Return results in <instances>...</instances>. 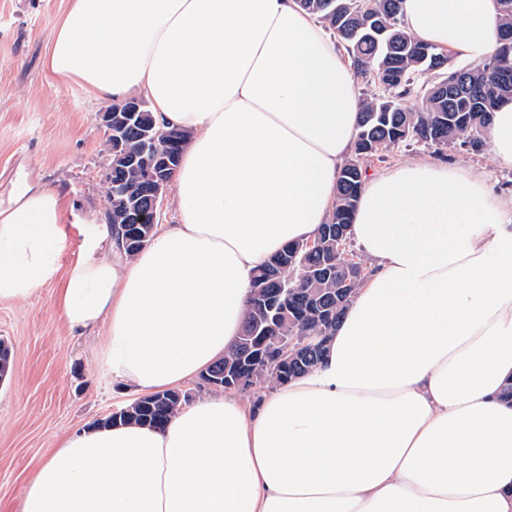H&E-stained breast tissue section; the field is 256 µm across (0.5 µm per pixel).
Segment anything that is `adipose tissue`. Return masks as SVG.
I'll return each mask as SVG.
<instances>
[{"label": "adipose tissue", "instance_id": "1", "mask_svg": "<svg viewBox=\"0 0 512 512\" xmlns=\"http://www.w3.org/2000/svg\"><path fill=\"white\" fill-rule=\"evenodd\" d=\"M405 31L479 61L497 0H401ZM44 66L90 99L146 94L188 132L180 221L127 256L19 178L0 196V300L55 282L73 336L106 328L100 362L148 394L231 349L252 276L313 239L352 151L361 100L334 40L295 0H68ZM351 233L369 274L311 372L208 395L161 429L69 434L21 512H512V203L439 159L366 177Z\"/></svg>", "mask_w": 512, "mask_h": 512}]
</instances>
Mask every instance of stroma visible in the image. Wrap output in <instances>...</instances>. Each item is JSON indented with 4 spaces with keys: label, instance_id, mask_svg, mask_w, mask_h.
I'll list each match as a JSON object with an SVG mask.
<instances>
[{
    "label": "stroma",
    "instance_id": "1",
    "mask_svg": "<svg viewBox=\"0 0 512 512\" xmlns=\"http://www.w3.org/2000/svg\"><path fill=\"white\" fill-rule=\"evenodd\" d=\"M66 0H0V195L19 174L33 172L59 188L68 202L62 267L79 255L78 225L97 223L106 208L103 186L105 104L53 78L43 61ZM440 158L481 175L512 198V169L497 166L489 150L437 151L410 143L373 160L370 171ZM48 283L24 301H0V339L10 370L0 383V512H21L33 469L74 431L106 420L137 396L99 366L104 335L70 336Z\"/></svg>",
    "mask_w": 512,
    "mask_h": 512
}]
</instances>
